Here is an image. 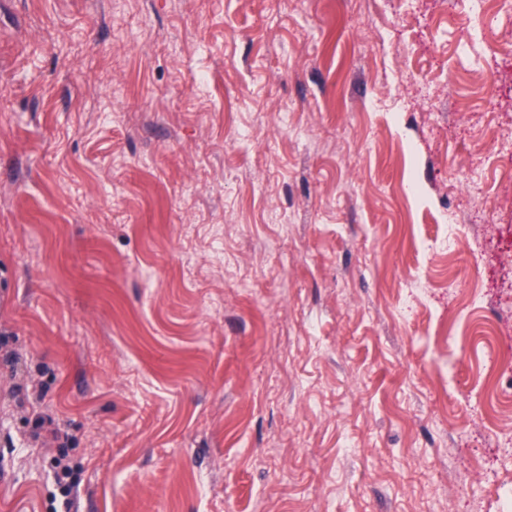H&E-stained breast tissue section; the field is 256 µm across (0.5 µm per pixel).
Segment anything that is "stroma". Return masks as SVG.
Segmentation results:
<instances>
[{
	"mask_svg": "<svg viewBox=\"0 0 512 512\" xmlns=\"http://www.w3.org/2000/svg\"><path fill=\"white\" fill-rule=\"evenodd\" d=\"M494 25L0 0V512H512Z\"/></svg>",
	"mask_w": 512,
	"mask_h": 512,
	"instance_id": "stroma-1",
	"label": "stroma"
}]
</instances>
